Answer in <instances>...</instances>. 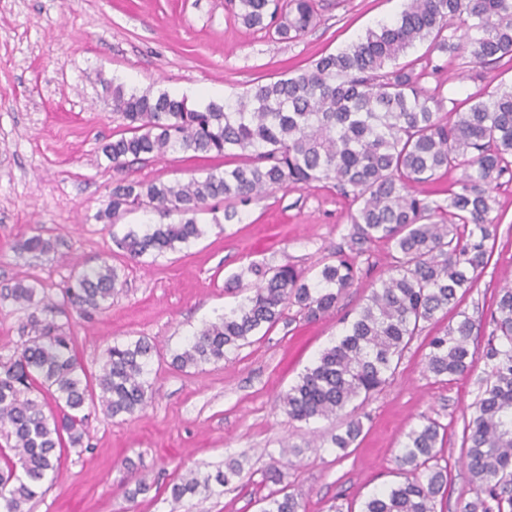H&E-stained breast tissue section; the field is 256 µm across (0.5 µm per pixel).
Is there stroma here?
Returning <instances> with one entry per match:
<instances>
[{"label":"stroma","instance_id":"obj_1","mask_svg":"<svg viewBox=\"0 0 512 512\" xmlns=\"http://www.w3.org/2000/svg\"><path fill=\"white\" fill-rule=\"evenodd\" d=\"M318 4L320 24L283 42L245 28L232 0H0V357L20 348L32 312L3 299L7 288L34 284L57 300L75 271L104 261L119 275L110 307L87 318L66 306L55 316L73 336L85 372L98 374L117 342L144 338L157 350L147 406L114 418L86 407L82 446L64 450L32 512H261L272 489L264 475L288 446L300 452L283 467L281 485L298 498L301 512H361L371 494L403 482L395 456L424 416L444 433V512H461L474 499L464 425L485 367L446 381L426 371L425 356L430 337L463 313L475 323L474 343L487 340L486 317L499 288L512 281V173L499 178L494 192L492 215L500 228L486 268L455 308L438 313L410 342L393 379L359 409L362 433L344 451L328 444L338 421L290 420L279 397L336 341L341 315L360 307L372 283L389 275L387 244L357 257L363 277L339 312L308 322L292 305L283 321L224 361L184 370L171 363L189 336L241 302L224 282L250 262L291 265L311 277L346 249L349 206L331 184L271 189L243 207L238 224L199 214L201 239L138 263L116 240L139 228L146 212L125 214L111 226L95 219L116 181H186L232 165L175 152L113 169L101 146L122 131L123 121L112 112L104 80L190 99L200 88L241 93L337 52L404 8V0ZM502 82H512L506 59L478 74L449 63L421 85L447 101ZM34 235L49 240L51 251H24L23 241ZM230 458L242 462L241 478L172 501L170 488L181 474H213ZM140 482L150 490L137 496Z\"/></svg>","mask_w":512,"mask_h":512}]
</instances>
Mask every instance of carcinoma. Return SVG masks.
Here are the masks:
<instances>
[{"label":"carcinoma","mask_w":512,"mask_h":512,"mask_svg":"<svg viewBox=\"0 0 512 512\" xmlns=\"http://www.w3.org/2000/svg\"><path fill=\"white\" fill-rule=\"evenodd\" d=\"M236 15L249 28L292 41L320 22L316 0H235ZM464 29L467 39L454 32ZM460 61L471 70L512 58V0H407L400 15L368 29L345 48L319 57L297 72L198 109L166 91L128 90L103 81L113 113L125 132L102 146L119 170L170 152L240 157L243 163L211 171L186 183L120 180L112 185L96 220L114 224L120 215L149 208L177 221L151 223L118 241L126 256H163L199 239L198 215L224 207L227 224L242 221L246 206L274 187L306 188L330 183L349 202L348 248L367 253L376 242L390 249L391 274L372 285L366 302L314 365L284 392L288 418L310 422L336 419L381 390L394 376L404 351L422 324L456 304L488 264V242L499 222L491 217L493 182L512 172V84L452 102L420 86L443 65L430 57L421 71L402 63L416 44ZM463 169L442 201L419 196L414 186L441 170ZM215 223L222 222L213 217ZM250 294L217 321L205 324L173 357L183 369L217 363L249 343L263 327L283 319L290 304L308 321L339 309L362 270L343 254L311 279L293 266L251 262L225 282ZM118 275L103 264L83 269L64 290L62 305L80 312L104 309ZM44 292L16 284L7 296L27 305ZM492 331L481 349L471 346L473 320L465 315L428 341L425 369L436 377H459L477 359L489 367L474 411L465 423L466 466L476 498L463 512H512V285L498 291ZM31 336L0 363V512H31L43 482L56 473L58 452L82 444L85 406L99 403L116 417L143 409L149 399L146 375L155 347L144 338L112 345L102 372L90 379L72 337L31 314ZM47 395L56 412L46 415L32 393ZM362 432L352 416L331 436L333 447H351ZM440 425L424 417L406 434L396 463L405 480L372 494L362 512H437L447 474L438 465ZM231 458L216 475L192 472L171 487L174 502L211 491L241 477ZM262 512H299L290 493L273 491Z\"/></svg>","instance_id":"cac0c4a2"}]
</instances>
